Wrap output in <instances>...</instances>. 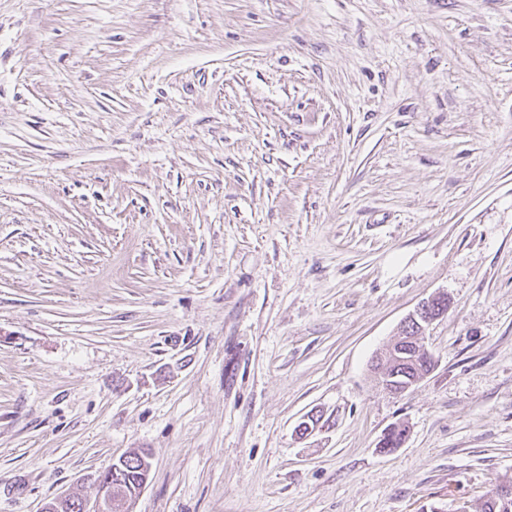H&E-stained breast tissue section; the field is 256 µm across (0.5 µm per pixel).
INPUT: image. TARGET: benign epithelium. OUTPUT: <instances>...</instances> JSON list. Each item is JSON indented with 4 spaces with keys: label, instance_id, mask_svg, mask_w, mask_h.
<instances>
[{
    "label": "benign epithelium",
    "instance_id": "obj_1",
    "mask_svg": "<svg viewBox=\"0 0 512 512\" xmlns=\"http://www.w3.org/2000/svg\"><path fill=\"white\" fill-rule=\"evenodd\" d=\"M445 313L444 307L438 306L434 308L432 307V301L427 300L406 317L402 328L405 329L412 326L414 327V334L400 336L397 342L386 351L380 353L375 359V363L378 364V367L375 368V379L380 387L391 394H403L420 382L425 376V373L422 371L416 373L413 377H408L407 383L399 386L393 383L398 374L388 375L386 365L398 366L401 358L407 355V348L409 347L412 348L415 354L424 356L432 361L435 360L434 354L424 345L420 337L429 325ZM96 483L99 487V496L92 503L88 501L83 502V512H133V505L137 496L117 493V490L112 486V479H107L103 475L96 478Z\"/></svg>",
    "mask_w": 512,
    "mask_h": 512
}]
</instances>
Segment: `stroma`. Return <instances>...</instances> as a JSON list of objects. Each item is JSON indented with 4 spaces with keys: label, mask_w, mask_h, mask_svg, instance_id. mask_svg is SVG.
Returning <instances> with one entry per match:
<instances>
[{
    "label": "stroma",
    "mask_w": 512,
    "mask_h": 512,
    "mask_svg": "<svg viewBox=\"0 0 512 512\" xmlns=\"http://www.w3.org/2000/svg\"><path fill=\"white\" fill-rule=\"evenodd\" d=\"M139 449L134 512L512 478V0H0V512ZM439 296L440 295L423 302L412 314H409V316L404 320L401 327L402 330L406 328L407 332L410 333L412 329L409 328L408 325H410V327L413 326L415 332L414 335L408 334L406 336V332H402V336H400L397 342H395L385 352L380 353L376 357L374 370L377 373H375V379L377 384L385 391L392 394H403L409 391L408 389L419 383L420 380L427 375L422 371L415 374V371L423 368L422 363H410L408 366L403 367L404 369H402V371L404 370V372H408V374L412 376L415 374V376H408L406 380L407 383L400 386H397V384L392 382L398 377L397 366L401 362V358L407 355L408 346L412 348V351L415 352L416 355L424 356L429 360L436 362L434 354L424 345L423 340L419 341V339L427 327L442 317L447 311L442 305L437 306L435 309L430 306L433 300ZM386 362H388V365L385 366L384 363ZM378 363H380L379 366L375 368ZM389 365L396 367L392 376H388L386 371V367Z\"/></svg>",
    "instance_id": "stroma-1"
}]
</instances>
